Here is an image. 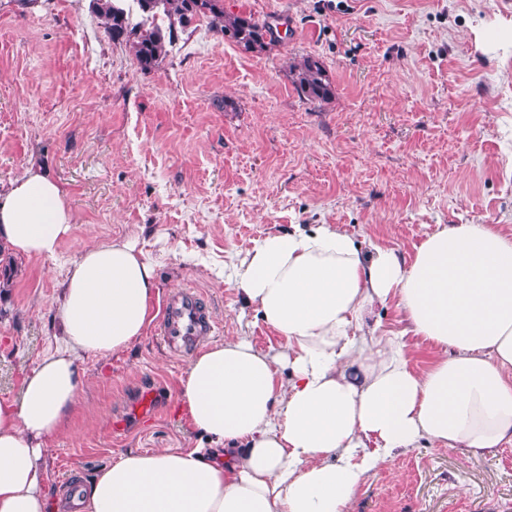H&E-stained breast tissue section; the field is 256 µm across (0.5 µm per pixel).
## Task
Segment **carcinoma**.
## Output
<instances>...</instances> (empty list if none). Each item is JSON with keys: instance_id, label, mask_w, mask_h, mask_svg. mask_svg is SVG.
I'll return each instance as SVG.
<instances>
[{"instance_id": "obj_1", "label": "carcinoma", "mask_w": 512, "mask_h": 512, "mask_svg": "<svg viewBox=\"0 0 512 512\" xmlns=\"http://www.w3.org/2000/svg\"><path fill=\"white\" fill-rule=\"evenodd\" d=\"M141 21L132 22L126 0H92L94 11L104 20L112 40L132 51L141 70L150 71L169 53L179 34L193 22L206 18L224 39L248 52H263L276 42L269 24L252 16L224 11V0H133ZM295 88L315 104L331 93V82L322 63L313 56L294 66Z\"/></svg>"}]
</instances>
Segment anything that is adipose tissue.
I'll return each mask as SVG.
<instances>
[{"label":"adipose tissue","mask_w":512,"mask_h":512,"mask_svg":"<svg viewBox=\"0 0 512 512\" xmlns=\"http://www.w3.org/2000/svg\"><path fill=\"white\" fill-rule=\"evenodd\" d=\"M71 220L65 190L31 166L0 199V243L51 258ZM230 282L285 349L210 345L179 382L198 445L123 452L66 499L43 444L79 404V360L137 341L159 294L136 244L84 249L61 348L0 398V512H351L366 475L421 441L475 455L512 443V235L497 225H437L406 257L296 224L256 242ZM392 302L399 332L372 319ZM412 338L437 352L425 372L409 365Z\"/></svg>","instance_id":"obj_1"}]
</instances>
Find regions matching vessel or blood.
Masks as SVG:
<instances>
[{"instance_id":"1","label":"vessel or blood","mask_w":512,"mask_h":512,"mask_svg":"<svg viewBox=\"0 0 512 512\" xmlns=\"http://www.w3.org/2000/svg\"><path fill=\"white\" fill-rule=\"evenodd\" d=\"M214 329L205 313V299L197 291L183 289L166 301L158 332L162 341L175 355L192 352L202 336Z\"/></svg>"}]
</instances>
